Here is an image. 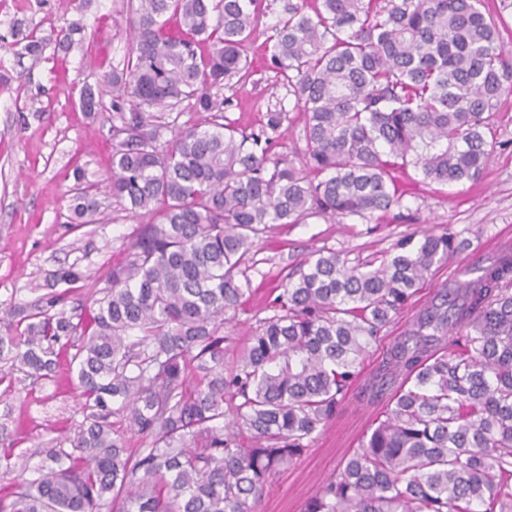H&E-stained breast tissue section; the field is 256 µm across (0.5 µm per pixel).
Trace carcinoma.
Masks as SVG:
<instances>
[{
  "label": "carcinoma",
  "instance_id": "obj_1",
  "mask_svg": "<svg viewBox=\"0 0 512 512\" xmlns=\"http://www.w3.org/2000/svg\"><path fill=\"white\" fill-rule=\"evenodd\" d=\"M261 2L135 0L130 68L83 90L89 113L118 92L104 189L151 219L89 307H68L86 279L73 264L5 310L0 382L51 380L68 353L83 419L33 469L21 463L0 512H258L382 329L469 245L445 228L355 264L318 250L269 301L273 315L224 335V315L253 293L255 240L313 215L387 212L409 166L440 184L479 181L512 92L485 0H288L267 43L304 112L305 148L272 160L282 113L247 133L215 95L250 76L242 46ZM49 45L29 34L33 62ZM185 99L202 116L179 126L171 111ZM73 179L67 222L80 226L97 205L84 172ZM472 272L387 350L380 371L396 390L383 418L305 512H512V248ZM129 434L147 446L129 449Z\"/></svg>",
  "mask_w": 512,
  "mask_h": 512
}]
</instances>
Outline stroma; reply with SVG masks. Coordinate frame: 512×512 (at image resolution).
<instances>
[{"instance_id": "1", "label": "stroma", "mask_w": 512, "mask_h": 512, "mask_svg": "<svg viewBox=\"0 0 512 512\" xmlns=\"http://www.w3.org/2000/svg\"><path fill=\"white\" fill-rule=\"evenodd\" d=\"M128 10V0H0V36L7 44L0 51V310L33 300L49 273L74 262L92 279L105 280L112 265L122 261L128 236L142 222L125 202L99 189L111 167L110 128L116 117L111 95H104L97 112L88 114L79 107L84 86L96 85L103 72L126 67ZM72 23L80 31L70 46L39 64L12 50L14 26L48 37ZM264 41V34L257 33L245 43L251 74L246 83L228 84L219 96L225 119L249 131L259 130L267 113H283L271 151L279 158L304 148V118L266 56ZM492 136L494 152L479 182L431 183L409 168L399 177L402 203L388 213L340 224L312 217L303 224L275 226L255 242L258 263L248 276L256 293L228 320L225 331L243 336L257 319L270 316L268 290L285 286L298 262L320 249L366 260L404 236L448 227L484 258L493 257L500 242L512 241V93L501 100ZM77 167L96 188L98 212L94 223L75 229L65 224L63 214ZM414 314V307L406 308L385 327L334 417L302 457L277 472L260 512H304L322 483L376 426L388 396L368 394L375 369L384 347L408 329ZM13 388L11 395H0V416L8 418V437L0 439V488L15 478L4 454L37 465L44 443L72 435L83 419L78 392L67 377L50 383L18 372Z\"/></svg>"}]
</instances>
